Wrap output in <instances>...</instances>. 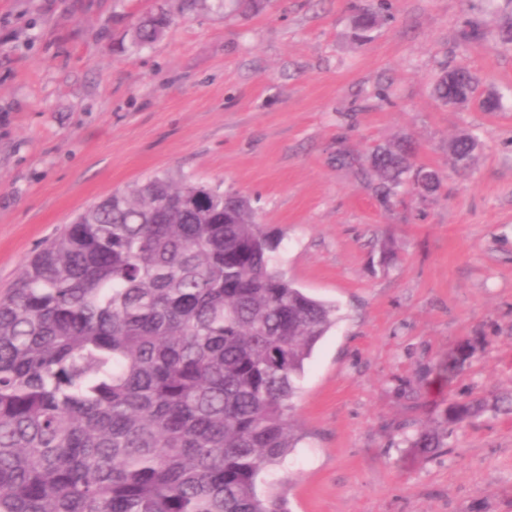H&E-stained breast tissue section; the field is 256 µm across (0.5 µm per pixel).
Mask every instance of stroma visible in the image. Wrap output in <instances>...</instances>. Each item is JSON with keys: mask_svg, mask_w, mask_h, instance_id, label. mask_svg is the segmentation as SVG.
Returning a JSON list of instances; mask_svg holds the SVG:
<instances>
[{"mask_svg": "<svg viewBox=\"0 0 512 512\" xmlns=\"http://www.w3.org/2000/svg\"><path fill=\"white\" fill-rule=\"evenodd\" d=\"M162 3L174 24L135 48L133 17ZM391 4L356 42L378 0H0V291L113 190L167 173L245 195L286 277L338 308L295 399L304 440L266 490L289 512H512V417L484 414L429 460L396 428L512 391V0ZM468 21L483 44L463 41ZM459 64L501 109L437 98V71ZM463 134L479 146L459 169ZM403 141L442 185L386 207L361 160ZM462 344L475 355L446 381ZM475 142V139L472 137H461L453 142L451 154L454 166L460 169L468 167L475 149ZM474 351L471 345H460L455 350L448 352V359L439 367L441 373L448 381H451L464 370L466 362L473 357Z\"/></svg>", "mask_w": 512, "mask_h": 512, "instance_id": "stroma-1", "label": "stroma"}]
</instances>
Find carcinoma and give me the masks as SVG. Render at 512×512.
Instances as JSON below:
<instances>
[{
  "instance_id": "cac0c4a2",
  "label": "carcinoma",
  "mask_w": 512,
  "mask_h": 512,
  "mask_svg": "<svg viewBox=\"0 0 512 512\" xmlns=\"http://www.w3.org/2000/svg\"><path fill=\"white\" fill-rule=\"evenodd\" d=\"M380 21L362 15L354 38ZM171 24L164 8L138 17L132 44ZM456 84L442 70L438 98ZM474 149L456 139L454 166ZM367 161L383 203L416 202L409 144ZM278 246L248 198L166 174L42 243L0 294V512H287L262 485L302 440L293 400L337 307L286 278ZM473 355L460 345L439 370ZM487 411L512 415V398L450 401L403 442L432 458Z\"/></svg>"
}]
</instances>
